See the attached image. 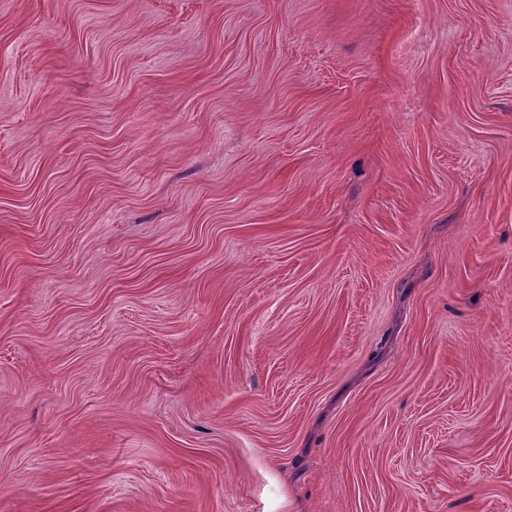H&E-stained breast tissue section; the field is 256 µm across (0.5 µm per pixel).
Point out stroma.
<instances>
[{"label": "stroma", "instance_id": "stroma-1", "mask_svg": "<svg viewBox=\"0 0 512 512\" xmlns=\"http://www.w3.org/2000/svg\"><path fill=\"white\" fill-rule=\"evenodd\" d=\"M0 512H512V0H0Z\"/></svg>", "mask_w": 512, "mask_h": 512}]
</instances>
